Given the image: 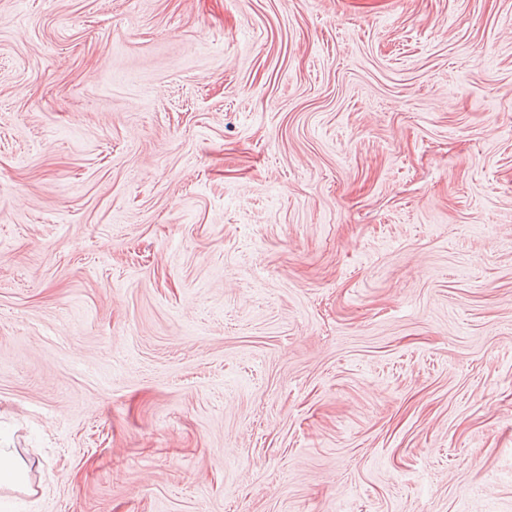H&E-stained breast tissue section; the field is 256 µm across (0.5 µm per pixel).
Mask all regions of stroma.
Here are the masks:
<instances>
[{"label": "stroma", "mask_w": 512, "mask_h": 512, "mask_svg": "<svg viewBox=\"0 0 512 512\" xmlns=\"http://www.w3.org/2000/svg\"><path fill=\"white\" fill-rule=\"evenodd\" d=\"M11 512H512V0H0ZM32 463L23 458L15 448H0V489H19L35 493L28 482Z\"/></svg>", "instance_id": "1"}]
</instances>
